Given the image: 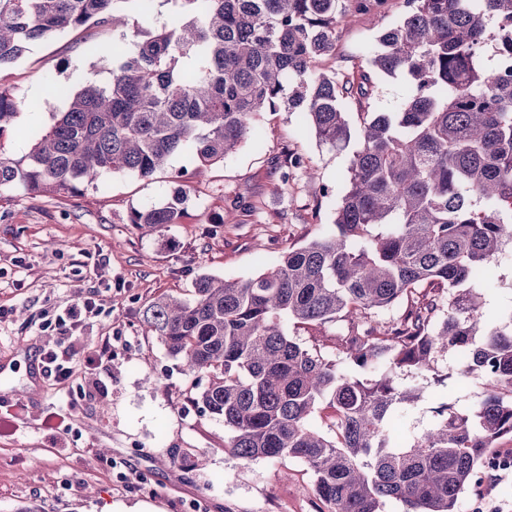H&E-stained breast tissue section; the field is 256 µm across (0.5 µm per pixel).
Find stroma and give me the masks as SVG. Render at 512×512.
Listing matches in <instances>:
<instances>
[{
	"label": "stroma",
	"instance_id": "35a3bbf8",
	"mask_svg": "<svg viewBox=\"0 0 512 512\" xmlns=\"http://www.w3.org/2000/svg\"><path fill=\"white\" fill-rule=\"evenodd\" d=\"M378 31L365 15L347 13L321 70L359 71ZM91 41L109 46L112 32L91 25L39 40L0 69V82L20 99L0 141L7 154H24L32 132L67 107L59 99L44 109L33 89L77 91L107 78L111 61L88 53ZM255 130L205 179L189 181L181 222L152 234L130 214L171 195L173 173L194 164L189 153L173 155L152 178L106 175L75 194L0 191V512L27 504L39 512H326L300 462L243 465L225 451L231 433L223 419L194 403L206 377L188 373L141 323L157 297L192 298L201 274L246 278L289 247L334 231L351 148L320 145L292 112L264 114ZM294 151L317 178L298 171L281 182ZM88 297L101 312L81 343L96 347L110 337L112 359L87 377L55 382L37 363L44 352L74 345L46 322ZM441 371L444 382H430L429 395L401 412L398 437L429 428L438 403L468 407L487 389L482 378H460L456 359ZM80 389L87 396L69 415ZM188 456L203 466L186 465ZM115 461L123 470L112 469ZM459 512H512V471L483 462Z\"/></svg>",
	"mask_w": 512,
	"mask_h": 512
}]
</instances>
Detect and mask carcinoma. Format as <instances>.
I'll list each match as a JSON object with an SVG mask.
<instances>
[{
  "instance_id": "cac0c4a2",
  "label": "carcinoma",
  "mask_w": 512,
  "mask_h": 512,
  "mask_svg": "<svg viewBox=\"0 0 512 512\" xmlns=\"http://www.w3.org/2000/svg\"><path fill=\"white\" fill-rule=\"evenodd\" d=\"M161 27L117 8L147 0H0V67L29 44L90 23L112 29L109 78L65 98L64 112L18 159L0 150V190L74 194L107 174L141 179L188 151L160 205L131 211L149 231L178 224L182 182L246 142L265 112H297L322 145L357 140L336 231L288 249L258 274L201 275L194 298L161 296L142 321L208 385L197 401L224 418L242 464L292 459L311 471L327 512H458L487 449L512 436V311L492 316L478 273L512 244V72L483 61L512 58V0H405L380 28L367 69H317L351 9L381 20L388 0H171ZM135 49H127L128 43ZM380 75L411 92L394 112H360ZM19 101L0 83V138ZM316 170L292 153L281 172ZM387 321L378 317L391 310ZM344 323L341 357L303 347L288 323ZM457 374L480 373L491 390L471 408L446 403L423 433L398 441L392 417L424 397L448 352ZM325 416L327 431L313 426Z\"/></svg>"
}]
</instances>
